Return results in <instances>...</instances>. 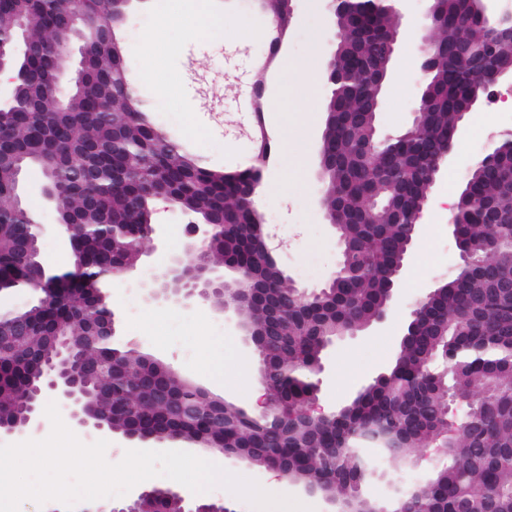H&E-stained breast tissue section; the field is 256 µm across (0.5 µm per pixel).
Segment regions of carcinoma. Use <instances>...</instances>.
<instances>
[{
  "label": "carcinoma",
  "mask_w": 512,
  "mask_h": 512,
  "mask_svg": "<svg viewBox=\"0 0 512 512\" xmlns=\"http://www.w3.org/2000/svg\"><path fill=\"white\" fill-rule=\"evenodd\" d=\"M129 7V0H114L112 28L123 25ZM431 7L438 30L426 105L412 125L416 137L386 144L377 163L361 150L377 127L367 113L365 77L381 69L372 46L393 30L394 17L360 0L344 15L348 77L327 96L333 108L326 113L330 145L321 179L326 210L338 215V239L349 246L345 265L354 273L336 275L321 298L288 304L272 341L258 352V361L276 367L265 384L292 419L278 427L259 421L211 399L164 364L109 343L87 349L84 357L92 366L119 369L115 376L95 374L87 398L96 415L112 410L106 418L112 430L137 429L158 438L178 431L216 452L233 448L257 467L280 465L287 479L304 487L356 500L365 512L376 505L362 493L367 481L410 461L420 448H445L442 465L411 489L408 500L421 497L430 512H457L461 502L467 512H512V151L474 164L460 191L466 198L460 234L477 248L480 262L462 264L421 305L386 377L363 387L327 421L298 415L316 391L315 370L328 343L342 337V327L359 331L391 305L409 225L431 187L430 165L448 147L465 102L484 95L460 61L461 49L484 54L490 70H512V34L492 35L468 16L467 0H432ZM18 12L31 17L32 27L22 90L0 99V200L13 201L16 161L49 170L62 195V218L86 226L87 235L55 298L31 308L36 336L0 349V419L12 423L29 399L37 362L54 355L55 336L85 335L90 316L102 311L92 288L136 258L143 226L153 220L145 186L159 176L179 209L200 221L224 217L209 263L230 254L258 269L263 298L246 306L242 319L267 324L268 302L284 301L289 288L275 262L255 263L260 230L238 195L250 171L207 168L158 127L133 88L121 48L80 55L81 84L63 97L50 94L56 65L46 48L64 29L62 5L0 0L1 32L14 30ZM101 224L114 233H97ZM36 235L11 206L0 207V292L26 286L21 255ZM445 371L452 395L471 400L479 412L455 433L440 388ZM180 403L198 404L200 418L178 422L173 410Z\"/></svg>",
  "instance_id": "obj_1"
}]
</instances>
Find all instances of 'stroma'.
I'll return each instance as SVG.
<instances>
[{
	"instance_id": "1",
	"label": "stroma",
	"mask_w": 512,
	"mask_h": 512,
	"mask_svg": "<svg viewBox=\"0 0 512 512\" xmlns=\"http://www.w3.org/2000/svg\"><path fill=\"white\" fill-rule=\"evenodd\" d=\"M176 24L164 26L146 0H131L122 46L150 113L169 135L181 140L202 165L235 169L253 163L252 135L256 98L266 103L264 116L271 137V159L263 173L260 202L264 223L278 247L279 263L296 284L315 288L335 269L338 240L326 224L318 176L319 148L325 114L322 100L297 94V66L322 61L330 51L333 31L319 0H301L279 60L265 64L255 30L268 19L254 0H211L224 19L223 34L198 28L187 0H169ZM428 0H403L406 39L393 60L377 123L380 131L400 133L411 126L418 93L417 59L412 42ZM173 92L157 91V81ZM465 132L451 161L428 192L421 224L405 259L386 321L336 341L325 351L318 403L333 409L387 371L397 355L413 303L436 288L460 263L448 226L449 193L459 192L471 167L470 146L488 134L512 131V112H493L480 99L465 116ZM288 144L292 163L279 152ZM159 237L143 244L134 273L105 286L117 317L115 343L135 348L179 370L182 377L212 397L252 411V384L257 357L244 345L234 323L210 302L187 305L150 302L143 283L161 276L172 256L195 260L184 248L186 224L182 210L164 200L154 204ZM232 349H225V342ZM437 464L433 448L420 449L413 461L367 482L365 496L381 502L396 498L429 477Z\"/></svg>"
}]
</instances>
